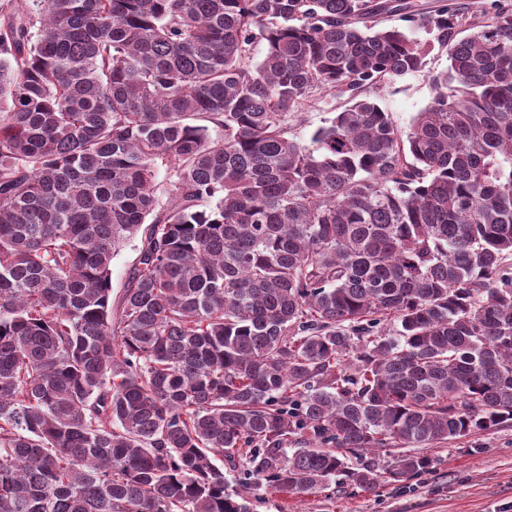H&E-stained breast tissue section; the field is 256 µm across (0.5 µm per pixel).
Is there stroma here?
<instances>
[{
  "label": "stroma",
  "instance_id": "obj_1",
  "mask_svg": "<svg viewBox=\"0 0 512 512\" xmlns=\"http://www.w3.org/2000/svg\"><path fill=\"white\" fill-rule=\"evenodd\" d=\"M448 68V53L433 49L418 72L377 91V103L401 130H408L432 98L431 78ZM338 100L307 101L289 122L292 137L309 143L314 130L333 117ZM430 471L404 485L382 484L375 492L332 490L312 495L257 491L250 512H512V423L428 449Z\"/></svg>",
  "mask_w": 512,
  "mask_h": 512
}]
</instances>
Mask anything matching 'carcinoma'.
<instances>
[{"mask_svg":"<svg viewBox=\"0 0 512 512\" xmlns=\"http://www.w3.org/2000/svg\"><path fill=\"white\" fill-rule=\"evenodd\" d=\"M436 45L404 134L369 93ZM510 258L512 13L0 0V512L404 484L512 421ZM343 102L342 99L327 98L323 102H314L309 100L305 102L298 111L294 119L288 121L291 136L303 144H309L314 130L322 125L323 121L334 116L338 112V106ZM140 235L126 244L112 259V296H115L128 277L129 272L138 261Z\"/></svg>","mask_w":512,"mask_h":512,"instance_id":"carcinoma-1","label":"carcinoma"}]
</instances>
